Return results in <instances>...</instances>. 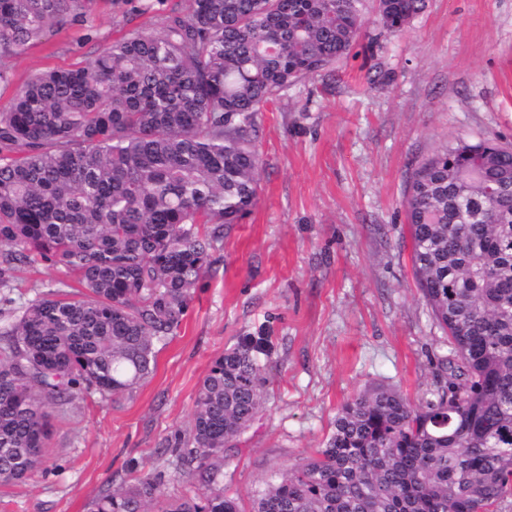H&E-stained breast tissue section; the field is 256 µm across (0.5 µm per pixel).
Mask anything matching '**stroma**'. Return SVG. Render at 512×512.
<instances>
[{"instance_id":"35a3bbf8","label":"stroma","mask_w":512,"mask_h":512,"mask_svg":"<svg viewBox=\"0 0 512 512\" xmlns=\"http://www.w3.org/2000/svg\"><path fill=\"white\" fill-rule=\"evenodd\" d=\"M146 0H89L88 19L48 32L9 65L15 87L92 59L147 26ZM258 200L224 231L209 274L153 374L132 395L51 407L44 472L0 485V512H89L107 485L160 472L186 493L165 448L188 433L197 389L239 336L265 329V408L225 449L224 488L254 492L320 448L340 407L369 386L431 398L452 356L415 280L404 203L420 162L457 138L512 145V0H428L403 32L281 92L261 120ZM60 269H17L16 304L60 289Z\"/></svg>"}]
</instances>
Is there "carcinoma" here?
<instances>
[{
    "instance_id": "1",
    "label": "carcinoma",
    "mask_w": 512,
    "mask_h": 512,
    "mask_svg": "<svg viewBox=\"0 0 512 512\" xmlns=\"http://www.w3.org/2000/svg\"><path fill=\"white\" fill-rule=\"evenodd\" d=\"M89 0H0V85L11 58L84 17ZM427 0H375L379 35ZM366 0H190L155 12L74 68L32 75L0 107V289L42 261L83 297L49 293L0 327V483L46 469L48 407L131 392L156 367L224 228L257 202L260 116L347 59ZM412 267L454 358L434 398L374 386L346 401L311 457L256 492L251 512H512V149L459 138L414 169ZM270 337H239L168 448L194 494L162 477L107 485L91 512H242L224 448L265 402Z\"/></svg>"
}]
</instances>
